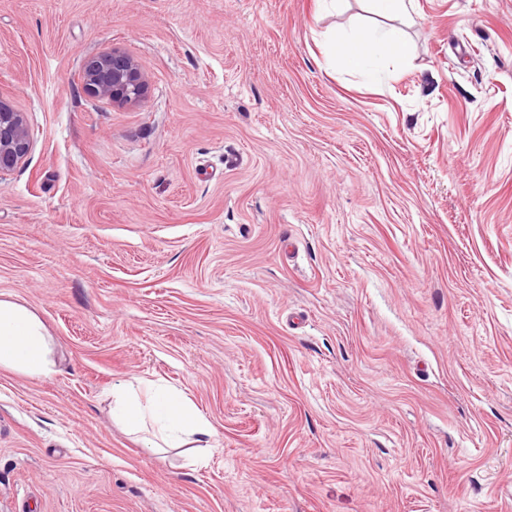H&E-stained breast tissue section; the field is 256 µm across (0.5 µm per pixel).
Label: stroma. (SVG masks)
Listing matches in <instances>:
<instances>
[{
    "mask_svg": "<svg viewBox=\"0 0 512 512\" xmlns=\"http://www.w3.org/2000/svg\"><path fill=\"white\" fill-rule=\"evenodd\" d=\"M115 47L138 104L80 79ZM0 100V296L56 357L0 370V512H512V0H0ZM133 377L216 435L147 447ZM335 50L346 63L374 78L388 59L405 56L407 45L394 29L361 26L334 42ZM31 149V136L24 112L0 100V179L24 163Z\"/></svg>",
    "mask_w": 512,
    "mask_h": 512,
    "instance_id": "stroma-1",
    "label": "stroma"
}]
</instances>
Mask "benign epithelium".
Listing matches in <instances>:
<instances>
[{"instance_id":"7a95c632","label":"benign epithelium","mask_w":512,"mask_h":512,"mask_svg":"<svg viewBox=\"0 0 512 512\" xmlns=\"http://www.w3.org/2000/svg\"><path fill=\"white\" fill-rule=\"evenodd\" d=\"M86 90L115 103H136L145 93V78L136 61L114 49L88 58L82 69ZM31 149L25 113L0 100V179L24 163Z\"/></svg>"}]
</instances>
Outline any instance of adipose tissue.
<instances>
[{
    "mask_svg": "<svg viewBox=\"0 0 512 512\" xmlns=\"http://www.w3.org/2000/svg\"><path fill=\"white\" fill-rule=\"evenodd\" d=\"M336 50L350 67L371 78L387 60L408 52L396 30L371 26L340 38ZM52 366L50 336L43 321L26 306L0 299V369L42 376ZM114 397L113 417L133 430H148L150 447L192 446L216 433L183 392L135 377L119 383Z\"/></svg>",
    "mask_w": 512,
    "mask_h": 512,
    "instance_id": "obj_1",
    "label": "adipose tissue"
}]
</instances>
